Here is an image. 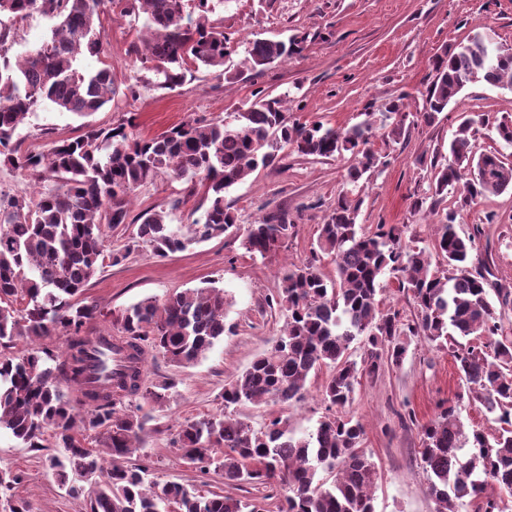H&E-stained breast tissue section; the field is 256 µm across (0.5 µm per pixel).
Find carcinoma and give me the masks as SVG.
I'll list each match as a JSON object with an SVG mask.
<instances>
[{
	"label": "carcinoma",
	"mask_w": 512,
	"mask_h": 512,
	"mask_svg": "<svg viewBox=\"0 0 512 512\" xmlns=\"http://www.w3.org/2000/svg\"><path fill=\"white\" fill-rule=\"evenodd\" d=\"M218 3L223 0H0V154L42 183L29 193L0 190V347L10 348L21 337L29 341L22 355L0 359V430L35 449L45 447L53 431L64 452L46 464L63 485L71 473L94 484L89 512H258L249 499L196 495L177 482L160 486L146 481V470L127 465L151 420L144 406H164L176 386L141 376L148 352L177 367L197 363L224 338L228 302L224 289L213 284L145 298L113 320L118 342L98 336L91 343L85 327L106 313L85 292L105 259L116 265L134 252L165 258L225 234L235 217L224 193L275 164L284 148L314 158L351 154L352 183L382 163L371 147L374 122L338 129L302 123L290 118L281 100L258 93L231 120L191 118L149 139L137 135L129 117L73 140L51 139L41 152L23 151L13 141L38 110L54 107L86 117L115 98L108 65L79 67L82 57L104 54L100 19L110 12L140 23L130 52L138 71L150 74L148 83L174 90L202 68L228 77L224 62L234 46L223 20L210 19ZM34 15L56 21L51 36L12 62L15 24ZM294 52L292 44L257 38L248 43L246 64L259 73ZM432 62L435 75L423 110L410 112L399 97L382 114L386 140L395 143L419 124H434L470 83L512 85V47L494 46L480 35ZM477 123L512 145V116L483 113L476 121L463 120L448 161L431 160V202L412 203L417 212H434L448 194L455 195L435 228L436 266L425 251L402 244L399 226L361 228L358 206L338 196L316 241L317 250L334 258L336 277L311 262L281 272L280 286L266 303L285 314L283 330L225 385L224 409L179 424L186 462L204 472L212 466L223 471L227 484L280 482L285 494L277 512H374L371 489L378 472L363 448L361 419L326 416L297 438L281 415L256 429L231 407L299 402L309 376L327 367L322 401L329 410L344 408L361 377L374 380L386 367L400 365L407 340L422 336L452 348L469 395L502 424L492 437L480 430L469 435L458 402L448 399L421 427L420 464L436 512H460L468 499L480 501L478 512H503L501 499L486 489L496 484L512 493V341L503 335L489 294L509 306L512 290L489 279L486 263L474 262L476 236L459 235L455 223L458 212L512 188V162L476 149ZM161 175L203 186L209 199L204 214L184 226L146 211L124 249L107 253L105 229L128 223L136 191ZM294 229L288 214H274L249 225L241 244L265 258ZM387 273L412 299L414 318L378 299L379 280ZM49 336L64 339V349L42 345ZM469 336L478 343L457 342ZM358 338L364 350L357 361L350 346ZM64 384L77 396L66 394ZM87 431L97 433L94 448L86 443ZM22 480L20 473L0 472V512H31L14 494Z\"/></svg>",
	"instance_id": "obj_1"
}]
</instances>
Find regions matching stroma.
<instances>
[{
  "instance_id": "stroma-1",
  "label": "stroma",
  "mask_w": 512,
  "mask_h": 512,
  "mask_svg": "<svg viewBox=\"0 0 512 512\" xmlns=\"http://www.w3.org/2000/svg\"><path fill=\"white\" fill-rule=\"evenodd\" d=\"M216 15L223 19L225 33L240 44L225 61L227 70L239 72V79L219 80L201 70L172 91L140 83L128 53L137 38L136 27L108 14L102 18L104 61L120 88L118 96L86 118L52 108L37 112L19 131L23 149L44 150L46 127L52 128L54 138L75 139L88 126L108 128L130 114L137 117L138 136L152 138L190 118L229 117L247 107L258 92L284 99L291 117L300 122L344 128L364 120L366 113L381 115L400 96L411 110L421 109L434 78L433 55L456 50L476 32L512 46V0H224ZM256 38L294 40L299 51L254 74L243 68V46ZM132 83L138 90L130 95L125 88ZM477 113L512 114V91L475 82L434 124L419 126L396 143L374 137L373 147L386 162L356 184L346 180L351 156L323 159L281 151L273 166L257 169L225 195L243 228L269 213L287 212L295 232L285 247L268 257L250 256L240 236L227 233L165 258L135 253L117 265L104 262L87 290L105 312L90 326L97 335L113 332L111 312L208 280L222 287L229 299L225 322L230 331L197 364L178 368L160 355L148 356V380L176 382L166 407L153 411L131 458L147 468L150 480L176 481L202 494L223 492L253 500L262 512H277L284 494L278 483L228 485L223 473L204 474L183 460L176 443L178 424L218 412L225 384L270 349L285 317L270 309L266 299L278 288V272L284 265L312 260L326 275L335 276L332 256L314 253L313 247L318 226L338 193H347L357 204V222L363 228L404 224V245L432 249L434 228L442 215L412 211L411 203L430 192L429 159L447 160L448 144L461 117ZM207 206L204 187L192 191L185 182L163 177L138 190L130 215L135 218L152 209L167 212L171 223L184 224L190 215H202ZM490 212L496 213V223L486 222ZM456 229L460 235L475 236L479 257L489 259L496 280L512 287V190L460 212ZM326 377L323 371L312 377L300 402L248 404L238 407L237 414L257 428L284 414L295 435L305 436L327 414L320 392ZM467 392L451 350L432 347L420 338L410 341L400 365L357 385L344 412L365 424L363 446L378 470L374 512H435L420 466L419 430L434 418L442 401L459 398L466 429L496 434L498 423L479 403L467 399ZM59 451L55 437H48L44 449L35 450L0 431V471L23 475L17 493L30 502L33 512H88L89 491L71 493L44 466L46 455Z\"/></svg>"
}]
</instances>
